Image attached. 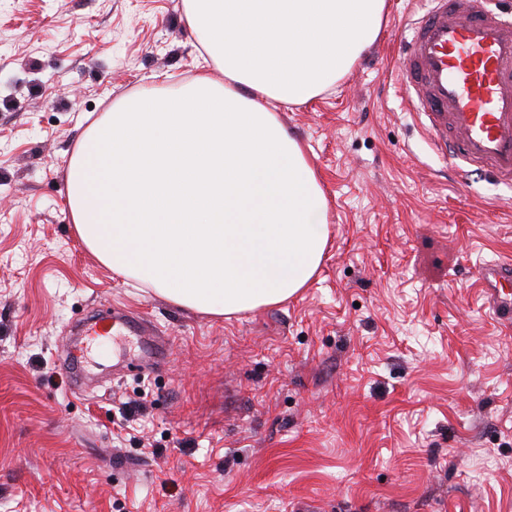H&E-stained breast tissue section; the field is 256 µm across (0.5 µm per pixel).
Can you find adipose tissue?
<instances>
[{
  "instance_id": "ef3b65f1",
  "label": "adipose tissue",
  "mask_w": 512,
  "mask_h": 512,
  "mask_svg": "<svg viewBox=\"0 0 512 512\" xmlns=\"http://www.w3.org/2000/svg\"><path fill=\"white\" fill-rule=\"evenodd\" d=\"M225 84L124 98L73 153L67 204L113 274L229 317L299 295L321 267L327 200L269 102H308L376 40L387 0H184Z\"/></svg>"
}]
</instances>
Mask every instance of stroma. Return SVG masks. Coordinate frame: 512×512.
<instances>
[{"instance_id": "1", "label": "stroma", "mask_w": 512, "mask_h": 512, "mask_svg": "<svg viewBox=\"0 0 512 512\" xmlns=\"http://www.w3.org/2000/svg\"><path fill=\"white\" fill-rule=\"evenodd\" d=\"M413 0L315 99L280 108L330 242L288 302L200 315L83 244L69 160L121 97L222 70L183 0H0V512H512V189L437 155L396 87ZM128 305L167 341L150 376L82 315Z\"/></svg>"}]
</instances>
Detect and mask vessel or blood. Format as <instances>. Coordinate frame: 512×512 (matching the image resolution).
<instances>
[{
    "label": "vessel or blood",
    "instance_id": "vessel-or-blood-1",
    "mask_svg": "<svg viewBox=\"0 0 512 512\" xmlns=\"http://www.w3.org/2000/svg\"><path fill=\"white\" fill-rule=\"evenodd\" d=\"M427 2L402 41V96L438 152L512 187V15L491 9L492 0ZM117 329L138 338L141 357L164 356V342L121 309L85 335L106 339Z\"/></svg>",
    "mask_w": 512,
    "mask_h": 512
}]
</instances>
